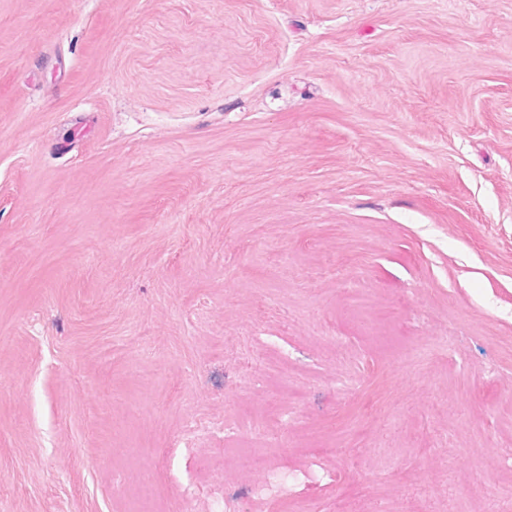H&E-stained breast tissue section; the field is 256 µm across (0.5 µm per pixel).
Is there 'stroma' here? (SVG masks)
<instances>
[{"instance_id": "obj_1", "label": "stroma", "mask_w": 512, "mask_h": 512, "mask_svg": "<svg viewBox=\"0 0 512 512\" xmlns=\"http://www.w3.org/2000/svg\"><path fill=\"white\" fill-rule=\"evenodd\" d=\"M510 501L512 0H0V512Z\"/></svg>"}]
</instances>
